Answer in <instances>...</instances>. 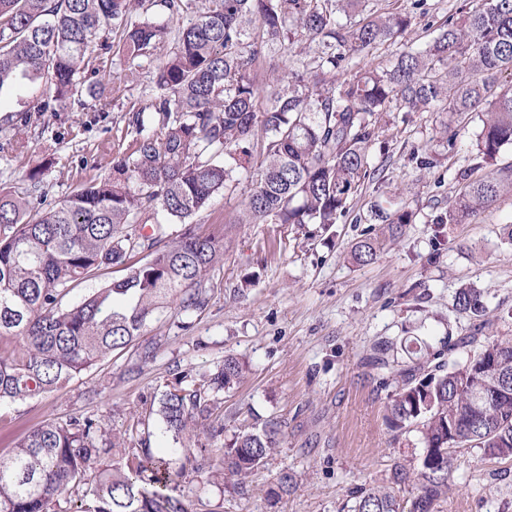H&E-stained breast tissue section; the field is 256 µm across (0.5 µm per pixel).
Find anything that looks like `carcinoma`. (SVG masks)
<instances>
[{
    "label": "carcinoma",
    "mask_w": 512,
    "mask_h": 512,
    "mask_svg": "<svg viewBox=\"0 0 512 512\" xmlns=\"http://www.w3.org/2000/svg\"><path fill=\"white\" fill-rule=\"evenodd\" d=\"M381 12L373 0H200L178 28L149 17L130 21L146 0H0V92L27 80L49 85L46 98L29 104L22 121L71 105L103 28H118L125 54L137 58L165 45L150 101L132 111L133 152L112 155V176L83 183L71 195L48 199L41 171L0 189V406L52 393L110 352L125 349L169 306L204 305V283L220 262L224 244L184 225L172 238L149 223L161 211L181 222L211 199L232 192L238 169L253 162L255 182L244 200L243 224H337L353 195L375 181L371 149L388 112H474L475 149L484 162L512 145V0H463L458 12L436 23L423 48L405 46L393 60L367 57L404 37L414 9ZM258 28L261 41H247ZM315 44L313 66L291 69L280 86L263 90L252 64L274 45ZM153 112L160 135L144 133ZM450 155L458 133L442 124ZM465 191L443 225L471 222L503 195H512V165L474 179L463 171ZM416 212L402 198L371 207L368 233L351 247L352 260L369 265L384 238L402 235ZM134 254L144 259L131 261ZM126 275L64 306L70 287L110 266ZM457 312L486 313L484 292L457 289ZM467 357L447 368L432 354L400 361L394 344L374 347L372 362L391 374L396 389L387 405L389 430L419 434L421 469L416 494L400 495L409 481L395 469L399 489L371 485L357 491L352 512H441L456 449L479 448L485 460L512 459V338L473 332L456 343ZM247 365L234 355L191 381L183 374L159 398V415L173 446L159 453L130 446L138 420L107 435L102 422L74 417L32 428L0 455V512H48L70 489L87 486L77 512H189L177 494L186 465L204 452L200 439L222 453L224 488H246L248 478L277 454L282 424L276 418L224 441V423L211 420L214 395L239 383ZM112 454V466L98 465ZM295 487L283 470L267 490L280 498Z\"/></svg>",
    "instance_id": "cac0c4a2"
}]
</instances>
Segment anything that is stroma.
<instances>
[{
    "label": "stroma",
    "mask_w": 512,
    "mask_h": 512,
    "mask_svg": "<svg viewBox=\"0 0 512 512\" xmlns=\"http://www.w3.org/2000/svg\"><path fill=\"white\" fill-rule=\"evenodd\" d=\"M313 55L310 48L265 52L252 71L268 91L284 69ZM111 57L104 78L89 76L80 87L77 104L27 126L18 113L45 95V85L0 93L1 186L19 185L38 168L49 198L60 199L86 180L109 176L113 151L131 152L135 135L126 117L154 96L158 58L130 60L116 50ZM99 102L105 111H95ZM385 121L386 149L373 154L381 188L364 187L347 217L329 228L238 223L250 189L248 171H240L233 194L215 196L192 218L200 233L224 242L223 258L205 284L206 305L168 309L147 325L143 340L159 346L153 359H142L134 347L116 350L58 392L0 407V455L42 421L73 417L102 420L112 433L138 417L147 447H171L158 414L161 393L178 376L200 377L232 354L248 362L249 373L218 396L225 438L275 417L286 423L282 447L242 494L225 491L220 454L206 451L179 483L189 512H344L361 485H391L399 465L417 470V433L397 436L385 424L395 386L383 384L382 372L372 367V347L389 340L400 349L441 352L448 363L464 358L455 343L474 324L454 308L464 284L485 294V335L512 336V245L504 241L512 196L472 222L448 225V241L438 245L431 220L461 192L455 173L473 163L477 119L451 115L460 149L431 170L417 168L411 154L435 146L438 114L390 112ZM16 141L23 151L12 150ZM394 192L415 211L414 223L374 263L354 264L350 247L368 228L371 204ZM458 455L443 512H512V462H482L477 448ZM284 470L294 473V489L267 498Z\"/></svg>",
    "instance_id": "1"
}]
</instances>
